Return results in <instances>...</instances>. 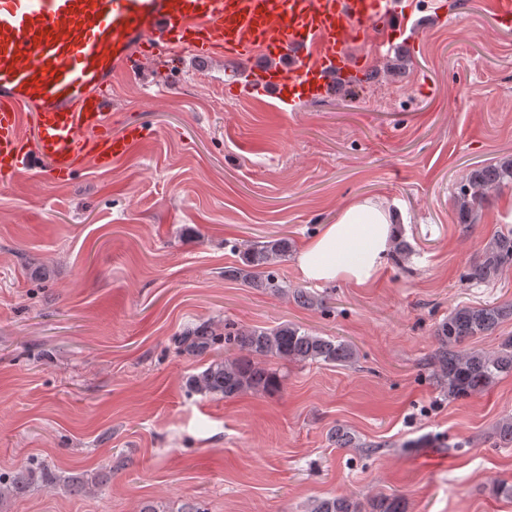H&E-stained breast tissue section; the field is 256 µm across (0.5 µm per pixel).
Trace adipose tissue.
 Segmentation results:
<instances>
[{
	"label": "adipose tissue",
	"instance_id": "ef3b65f1",
	"mask_svg": "<svg viewBox=\"0 0 512 512\" xmlns=\"http://www.w3.org/2000/svg\"><path fill=\"white\" fill-rule=\"evenodd\" d=\"M394 234L392 213L372 199L357 197L340 210L335 223L303 245L296 265L311 282L362 285L384 266Z\"/></svg>",
	"mask_w": 512,
	"mask_h": 512
}]
</instances>
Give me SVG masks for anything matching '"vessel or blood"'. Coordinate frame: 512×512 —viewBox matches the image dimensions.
<instances>
[{
	"instance_id": "obj_1",
	"label": "vessel or blood",
	"mask_w": 512,
	"mask_h": 512,
	"mask_svg": "<svg viewBox=\"0 0 512 512\" xmlns=\"http://www.w3.org/2000/svg\"><path fill=\"white\" fill-rule=\"evenodd\" d=\"M392 11L390 0H0V184L36 161L66 182L129 158L151 132H113L112 77L136 74L143 56L221 55L247 76L226 94L308 102L365 80L348 50L378 40Z\"/></svg>"
}]
</instances>
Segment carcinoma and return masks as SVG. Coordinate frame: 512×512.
Segmentation results:
<instances>
[{"label": "carcinoma", "mask_w": 512, "mask_h": 512, "mask_svg": "<svg viewBox=\"0 0 512 512\" xmlns=\"http://www.w3.org/2000/svg\"><path fill=\"white\" fill-rule=\"evenodd\" d=\"M512 183V158L495 165L471 170L456 194L458 210L465 216L476 213L486 192ZM291 243L277 237L243 245L241 262L224 270V276L248 288L291 293L293 299L309 308L323 307V298L301 288L292 291L280 284L272 268L288 257ZM512 267V230L501 232L486 244L482 254L465 272L473 283L495 281L502 271ZM512 320V303L463 305L454 308L434 330L438 346L430 357L434 376L444 392L453 398L470 397L489 390L498 377L512 373V336L504 337L497 349H461L468 340L495 332ZM177 349L193 356L212 355L207 367L187 379L191 391L235 398L247 392H274L281 386L276 370L266 362L274 358L287 363H332L348 365L356 358L354 345L346 340L318 336L293 324L274 328L224 327L200 322L184 328L174 337ZM229 350L238 354L231 356ZM496 436L505 445L512 444V414L503 416ZM103 474L62 477L47 465L0 474V508L11 499L25 495L35 485L55 486L62 482L74 494L87 493L102 482ZM309 512H406L400 494L376 495L365 502L336 496L317 498Z\"/></svg>", "instance_id": "cac0c4a2"}]
</instances>
